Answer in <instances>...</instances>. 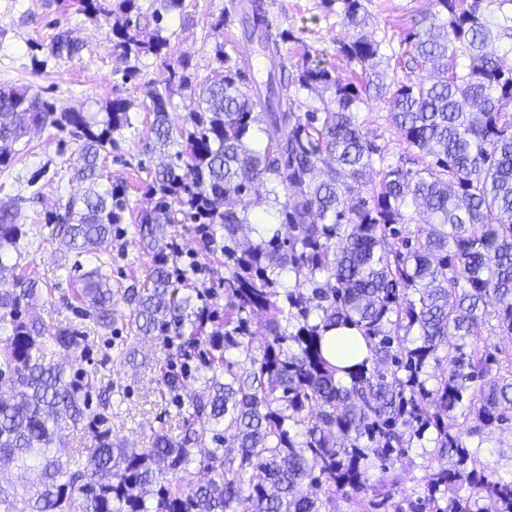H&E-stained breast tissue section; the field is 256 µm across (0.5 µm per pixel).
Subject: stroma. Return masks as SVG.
<instances>
[{"label":"stroma","instance_id":"stroma-1","mask_svg":"<svg viewBox=\"0 0 512 512\" xmlns=\"http://www.w3.org/2000/svg\"><path fill=\"white\" fill-rule=\"evenodd\" d=\"M244 0H182L178 9L165 13L163 34L170 46L162 56H125L107 35L103 21L86 14L79 0H0V88L27 87L59 112H93L105 102L128 103L132 127L114 134L111 149L102 154L104 183H123L129 206L123 236L109 246L113 288L144 283L151 270L150 255L138 244V214L149 203L145 182L166 154L154 146L150 130L153 114L149 92L168 87L169 112L182 123L190 104V86L203 83L223 71L221 54L250 58L254 77L264 75L267 62L241 36L240 6ZM373 16L371 33L381 41L383 53L392 49L388 38L411 28L419 13L431 10L432 0H362ZM266 18L282 55L300 64L304 56L320 61L332 74L347 78L353 64L341 45L352 32L340 18L329 13L322 0H265ZM66 31L81 49L70 58L51 55L49 46L57 33ZM189 60V87L169 81L178 61ZM383 102L359 105L357 122L375 134L386 161L398 165L415 156V149L401 141L386 120ZM79 141L70 128H48L27 135L15 144L9 167L0 168V203L14 205L27 197L22 221L35 241L21 258L7 257L17 273L52 287L53 295L42 297L33 313L47 333L68 324L73 315L61 298L71 295L81 270L96 266L95 256H75L60 251L50 236L49 219L64 214L70 198L83 186L74 177ZM130 310L117 304L112 318L111 338L91 334L86 352L66 358L67 367L96 373L99 381L111 384L112 432L131 448L147 447L154 433L178 435L187 413L177 410L161 391L160 375L167 366V351L153 336L130 332ZM467 443L487 471L512 475V425L468 437ZM433 434L389 463L374 466L371 480L396 479L398 491L413 494L422 490L435 450Z\"/></svg>","mask_w":512,"mask_h":512}]
</instances>
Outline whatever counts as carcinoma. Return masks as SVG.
<instances>
[{
  "mask_svg": "<svg viewBox=\"0 0 512 512\" xmlns=\"http://www.w3.org/2000/svg\"><path fill=\"white\" fill-rule=\"evenodd\" d=\"M83 11L109 25L126 56H161L168 39L132 17L135 0H80ZM354 31L342 45L360 67L336 77L305 59L285 63L268 30L264 0H247L242 22L271 59L267 79L245 86L247 58L224 57V72L192 87L186 125L174 127L166 94L151 95V130L166 147L178 133V162L157 171L148 194L154 209L139 216V245L153 260L141 288L112 289L109 262L83 272L76 300L66 305L99 331H112L116 298L131 307L135 331L162 336L165 347L198 361L207 391L188 399L181 432L157 433L147 448H128L112 429L107 401L92 408V378L55 360L73 356L86 336L73 325L44 335L26 307L52 289L4 275L3 257L32 245L19 209H0V322L12 333L0 342V473L37 470L35 493L0 481L3 512H334L335 497L372 492L391 503L393 489L369 483L371 459L391 460L436 432L438 451L410 512H512V477L478 467L464 435L512 421V370L477 347L494 296L502 331L512 333V67L499 49L512 46V0H433L405 35L408 49L389 57L364 33L361 0H324ZM496 10H491V6ZM79 50L63 33L52 55ZM427 70L428 82L388 80L390 69ZM330 92L300 111V91ZM375 99L409 146L415 167L386 163L382 148L355 119ZM280 136L256 149L255 127ZM131 125L128 105L112 100L102 113L56 112L26 87L0 89V167L12 145L32 130L69 126L81 141L76 177L86 187L68 202L51 236L76 255L108 254L121 232L125 190L104 186L99 165L113 134ZM266 181L267 197L251 198ZM272 204L279 228H259L252 209ZM415 205L429 220L403 234L402 209ZM182 213L203 240L204 259L224 257V310L197 304L184 292L204 267L170 265L177 251L171 228ZM287 229L282 233L281 229ZM250 231L258 239L243 243ZM294 274L292 288L282 273ZM265 323L270 339L255 355L249 325ZM357 327L371 357L339 377L325 357L324 333ZM244 356L241 372L227 357ZM445 351L447 367L428 374ZM187 366H169L160 383L181 399ZM434 384H429L430 379ZM473 419L467 433L457 416ZM206 419L198 426L196 422ZM87 430L94 442L67 457L53 451L67 430ZM218 447L202 451L207 435ZM198 462L209 475L188 479ZM256 470L263 477H247ZM325 488L304 493V482Z\"/></svg>",
  "mask_w": 512,
  "mask_h": 512,
  "instance_id": "1",
  "label": "carcinoma"
}]
</instances>
